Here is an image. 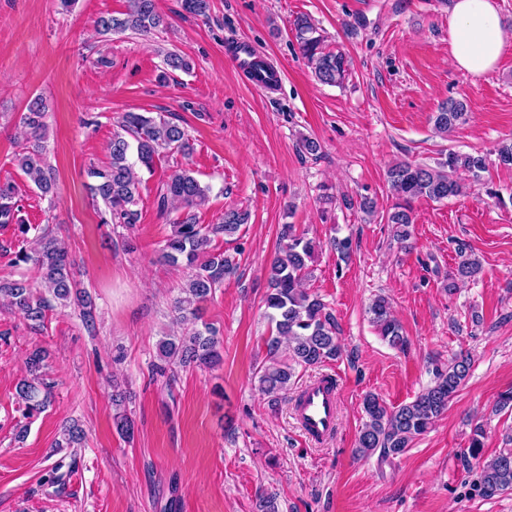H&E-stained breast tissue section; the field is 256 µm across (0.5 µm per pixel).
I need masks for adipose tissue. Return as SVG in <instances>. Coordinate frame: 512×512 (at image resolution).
Returning a JSON list of instances; mask_svg holds the SVG:
<instances>
[{"mask_svg": "<svg viewBox=\"0 0 512 512\" xmlns=\"http://www.w3.org/2000/svg\"><path fill=\"white\" fill-rule=\"evenodd\" d=\"M449 33L454 66L476 78L493 70L512 46L496 0H452Z\"/></svg>", "mask_w": 512, "mask_h": 512, "instance_id": "obj_1", "label": "adipose tissue"}]
</instances>
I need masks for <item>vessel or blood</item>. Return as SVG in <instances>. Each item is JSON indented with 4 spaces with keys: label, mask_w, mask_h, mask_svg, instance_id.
<instances>
[{
    "label": "vessel or blood",
    "mask_w": 512,
    "mask_h": 512,
    "mask_svg": "<svg viewBox=\"0 0 512 512\" xmlns=\"http://www.w3.org/2000/svg\"><path fill=\"white\" fill-rule=\"evenodd\" d=\"M231 60L236 68L246 72L258 90H271L282 80L277 68L259 64L257 52L249 49L246 42H239ZM338 399V383L333 375H324L305 387L294 409V418L311 441L323 443L335 434Z\"/></svg>",
    "instance_id": "obj_1"
}]
</instances>
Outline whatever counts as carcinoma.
<instances>
[{
  "mask_svg": "<svg viewBox=\"0 0 512 512\" xmlns=\"http://www.w3.org/2000/svg\"><path fill=\"white\" fill-rule=\"evenodd\" d=\"M181 7L188 14L206 17L211 4L210 0H181ZM167 25L166 18L156 10L155 0H128L125 11L97 20V28L104 34L149 33ZM290 29L315 78L331 86L342 84L347 76V61L343 54L324 47L323 36L311 17L295 16ZM47 112L44 98L37 96L28 102L21 123L28 130L30 145L15 156L16 165L45 197L54 195L56 190L55 169L47 156ZM467 119V105L452 99L441 104L433 116L435 129L444 136ZM116 124L118 130L109 144V164L89 167L87 176L92 180L93 199L103 205L101 223L132 226L140 220L136 209L142 183L140 171H152L156 158L164 151L188 153L193 146L184 128L143 112H124ZM486 169V156L454 151L448 152L435 167L406 162L393 165L388 170V179L397 202L387 213V223L394 226L396 238L404 242L411 236L413 200L426 197L441 202L463 196L481 181ZM459 170L467 174L468 180L454 177ZM207 192L208 187L201 184L192 170L177 167L167 174L157 195L159 217L170 227L160 245L159 259L189 270L173 309L176 319L192 325L184 334L168 336L160 342L163 364L156 369L161 374L173 365L215 368L222 362L223 342L218 330L208 323L199 327L196 321L201 319V304L236 272L233 260L213 242L219 237L235 236L249 222L250 214L227 209L220 222L199 223L196 210L206 202ZM21 211L16 185L10 180L0 182V224H17L20 233L28 234L30 226L21 217ZM281 239L282 244L269 263L265 297L268 318L275 324V330L267 340L268 360L256 371L259 388L268 396L288 389L294 366L320 365L340 354L332 314L318 296L300 286L308 275V262L315 249L313 241L297 232L293 224L282 226ZM11 263L36 270L41 288L38 292L25 280H1L0 300L15 313L39 328L44 325L46 312L71 309L78 313L86 328L94 325L92 296L74 279L68 248L52 234L50 227L41 229L34 245L19 246ZM370 313L371 322L390 346L406 345L402 326L384 298L373 302ZM46 358V349L34 347L26 358L28 375L16 385L26 419L45 411L53 398V386L43 378ZM471 368L469 355L455 357L447 368L436 370L432 386L399 407H390L378 395L367 394L363 401L366 420L358 433L356 453L366 456L378 450L385 457L403 454L416 437L426 433L447 411L448 403ZM126 399V391L113 386V424L120 435L129 439L133 437L134 422L125 413ZM485 437L484 425L475 424L467 454L480 469L478 493L493 498L512 491V449L485 460ZM83 439L79 425L70 424L64 427L62 439L55 447L78 448Z\"/></svg>",
  "mask_w": 512,
  "mask_h": 512,
  "instance_id": "cac0c4a2",
  "label": "carcinoma"
}]
</instances>
